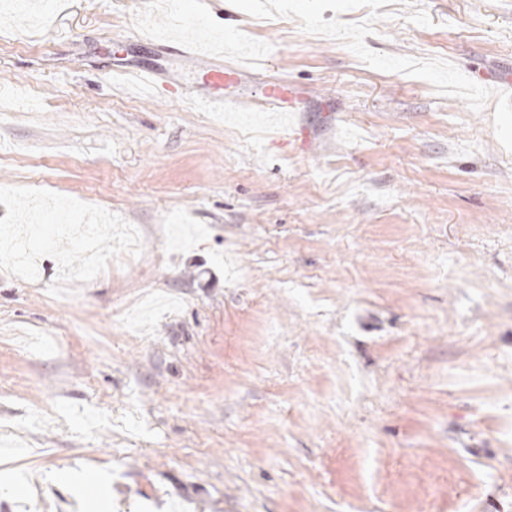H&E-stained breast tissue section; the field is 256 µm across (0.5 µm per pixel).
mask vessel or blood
Returning <instances> with one entry per match:
<instances>
[{
	"instance_id": "vessel-or-blood-1",
	"label": "vessel or blood",
	"mask_w": 512,
	"mask_h": 512,
	"mask_svg": "<svg viewBox=\"0 0 512 512\" xmlns=\"http://www.w3.org/2000/svg\"><path fill=\"white\" fill-rule=\"evenodd\" d=\"M155 57L152 63L142 64L130 59V44L121 42L116 54L121 61L119 73L145 83L151 89L168 85L184 89L196 103L212 109L239 103V88L247 73L245 67L226 62L223 54L202 55L182 39L155 41ZM290 92L279 82L264 85L259 99L267 111L280 112Z\"/></svg>"
}]
</instances>
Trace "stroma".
<instances>
[{
	"mask_svg": "<svg viewBox=\"0 0 512 512\" xmlns=\"http://www.w3.org/2000/svg\"><path fill=\"white\" fill-rule=\"evenodd\" d=\"M0 0V187L131 223L0 271V512H512V0ZM233 35L218 112L112 43ZM287 94H291L289 87L280 82H268L264 85L259 100L266 104L265 107L261 102L258 104L262 107L260 110L253 112H296L292 106H284L283 103L287 98Z\"/></svg>",
	"mask_w": 512,
	"mask_h": 512,
	"instance_id": "stroma-1",
	"label": "stroma"
}]
</instances>
